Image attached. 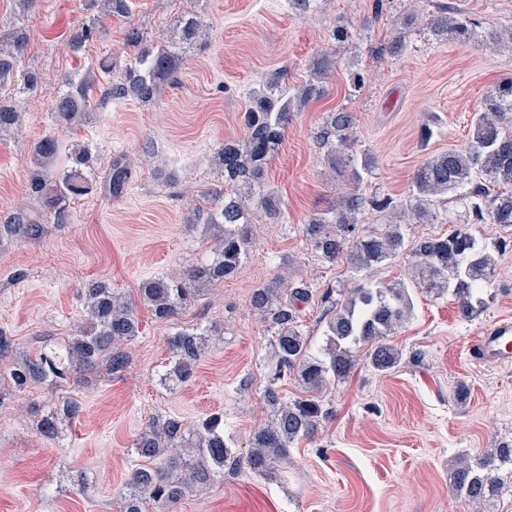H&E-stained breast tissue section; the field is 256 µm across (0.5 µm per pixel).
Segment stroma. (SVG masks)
Masks as SVG:
<instances>
[{"mask_svg": "<svg viewBox=\"0 0 512 512\" xmlns=\"http://www.w3.org/2000/svg\"><path fill=\"white\" fill-rule=\"evenodd\" d=\"M372 2L314 0L301 14L288 0H126V11L107 15L101 0H33L25 10L0 0V29L27 37L18 68L37 76L34 87L8 97L22 113L23 133L0 138V223L22 209L43 226L35 240L0 237V333L20 352L58 350L85 325L84 289L94 281L131 300L139 320L119 374L99 369L24 394L0 388V512H118V492L137 461L134 443L157 419L190 426L223 414L235 454L247 453L251 434L272 412L265 398L271 336L249 303L253 288L284 261L289 277L316 288L356 277L347 266L320 262L302 236L312 213L348 192L326 180L313 141L326 113L355 112L356 146L376 158L366 193L403 199L421 162L467 147L483 95L512 76V51L490 39L512 25V0H452L481 25L483 40L467 47L429 35L426 18L437 0H385L378 16ZM192 15L204 21L207 41L187 51L176 80L153 103L100 99L82 125L58 126L52 107L65 75L109 64L111 75L99 77L108 84L131 61L129 28L162 41ZM339 22L352 42L337 54L356 64L365 84L350 94L345 71L337 70L289 125L266 168L287 222L255 214L253 251L238 273L172 320H156L139 301L142 281L182 276L209 256L199 231L186 224L196 205L191 190L216 183L213 156L239 137L251 94L276 73L302 83ZM83 28L91 37L71 51L69 40ZM397 36L404 41L398 55L375 54ZM426 125L433 136L425 142ZM54 133L66 147L87 148L97 177L88 194L70 201L64 224L29 194L31 150ZM136 153L143 163L123 193L111 195L103 178L112 160ZM497 261L498 285L485 290V306L471 319L460 316L452 296L414 290L412 317L389 339L402 354L400 366L381 374L362 362L348 380L330 383L321 397L333 418L313 440L297 442L274 475L225 466L222 479L185 495L174 512H512V472H499L501 491L486 503L449 488L458 456L512 444V365L470 356L484 328L512 317V250ZM211 324L221 336L209 342L192 378L164 386L171 335ZM462 385L467 396L459 402ZM70 396L79 414L61 422L56 438H43L41 417Z\"/></svg>", "mask_w": 512, "mask_h": 512, "instance_id": "1", "label": "stroma"}]
</instances>
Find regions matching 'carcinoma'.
I'll list each match as a JSON object with an SVG mask.
<instances>
[{"label": "carcinoma", "instance_id": "cac0c4a2", "mask_svg": "<svg viewBox=\"0 0 512 512\" xmlns=\"http://www.w3.org/2000/svg\"><path fill=\"white\" fill-rule=\"evenodd\" d=\"M427 29L437 38L463 47L479 41L475 20L446 3L438 4ZM205 31L199 18L181 19L170 39L155 45L139 29H129L126 43L137 49L136 57L123 77L109 85L106 95L154 101L160 86L174 77L186 51L203 40ZM25 46L23 33L0 32V79L13 73ZM339 67L336 50L329 49L310 64L304 83L290 86L277 78L253 94L242 115V138L224 144L214 156L215 170L227 188L217 186L203 192L205 205L196 207L186 219L188 224L203 226L212 258L190 267L180 279L158 276L141 284L140 299L156 318L175 317L207 288L236 274L252 246L245 229L251 209L261 210L274 224L285 218L281 198L265 181L266 166L283 142L294 112L320 97L323 83ZM97 83L92 70L65 78L67 91L52 107L61 127L87 117ZM20 123L21 112L0 100V134ZM356 129L355 113L342 108L326 113L314 133L330 179H344L353 188L339 203L326 206L304 224L303 236L322 262L330 266L346 263L363 274L350 286L329 284L319 296L320 304L331 314L324 356L312 353L301 321V307L316 293L308 281L277 275L255 288L250 297L251 307L272 331V380L292 376L306 394L283 401L275 387H267L272 418L252 434L250 452L244 458L233 455L224 437L222 414H213L192 428L170 419L152 422L135 443L138 463L119 492L120 512H172L193 487L203 488L224 475L230 460L262 476L272 475L278 463L288 461L294 442L314 437L332 417L331 408L317 392L332 379L351 377L358 364L354 349H363L366 362L377 372H389L400 363L401 353L386 343V338L395 335L410 316L412 288L453 296L464 319L483 308V289L494 276L493 252L507 250L512 242L504 239L490 245L477 238L472 225L498 224L512 229V77L500 80L484 96L468 146L424 160L403 201L363 191L364 176L372 172L375 159L356 150ZM70 158L72 166L48 176L59 162V139L52 134L34 145L31 153L30 191L43 209L53 214L56 224L66 223L69 201L85 195L92 185L93 174L85 172L89 167L87 151L75 150ZM129 167L123 156L112 160L107 174L112 194L121 193ZM450 193L464 209L465 221L445 236L406 239L402 225L431 223ZM370 210L396 214L400 220L380 230L356 233L357 224ZM0 231L32 240L42 234V225L27 214H18L5 221ZM399 256L412 271L410 282L373 279L375 270ZM84 292L89 322L68 342L64 357L54 352L17 359L13 340L0 332V361L13 358L0 372L1 382L23 393L51 376L64 379L70 371L100 365L114 374L127 366L122 345L137 336L139 326L132 306L104 282L93 283ZM211 332L210 328H197L170 337L171 357L161 378L165 385L174 387L192 377ZM78 409L76 400H62L41 418L40 433L55 438L60 417L72 418ZM508 466H512V444L460 457L451 474V490L468 500L489 502L499 493L496 473Z\"/></svg>", "mask_w": 512, "mask_h": 512}]
</instances>
